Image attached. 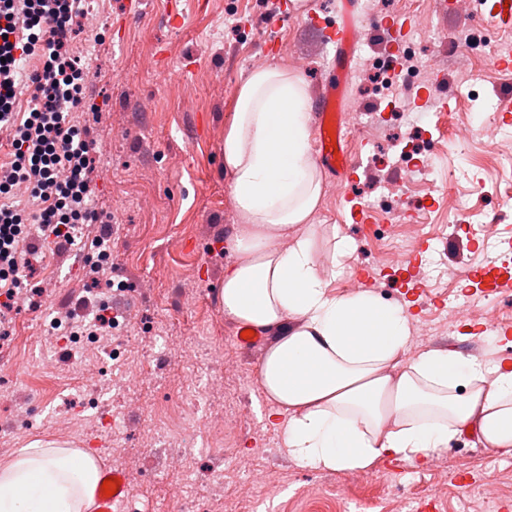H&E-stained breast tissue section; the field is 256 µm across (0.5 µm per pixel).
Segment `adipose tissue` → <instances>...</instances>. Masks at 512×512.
<instances>
[{"label":"adipose tissue","mask_w":512,"mask_h":512,"mask_svg":"<svg viewBox=\"0 0 512 512\" xmlns=\"http://www.w3.org/2000/svg\"><path fill=\"white\" fill-rule=\"evenodd\" d=\"M301 76L272 65L239 88L224 133V174L240 218L217 300L270 334L260 385L288 453L319 470L423 461L470 434L512 452V361L426 350L406 358L409 318L372 294L334 295L307 222L322 193ZM94 458L33 440L0 461V512H88Z\"/></svg>","instance_id":"ef3b65f1"}]
</instances>
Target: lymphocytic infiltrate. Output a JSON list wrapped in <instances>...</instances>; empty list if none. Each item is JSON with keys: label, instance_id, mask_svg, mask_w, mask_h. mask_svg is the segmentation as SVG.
I'll use <instances>...</instances> for the list:
<instances>
[{"label": "lymphocytic infiltrate", "instance_id": "1", "mask_svg": "<svg viewBox=\"0 0 512 512\" xmlns=\"http://www.w3.org/2000/svg\"><path fill=\"white\" fill-rule=\"evenodd\" d=\"M80 0H0V325L23 285L37 244L63 249L86 230L85 264L97 274L111 256L112 216L92 200L95 160L89 129L74 123L85 109L88 68L72 46ZM36 69L21 73L20 60ZM29 93V111L18 109Z\"/></svg>", "mask_w": 512, "mask_h": 512}]
</instances>
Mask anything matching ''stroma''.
I'll return each instance as SVG.
<instances>
[{"label": "stroma", "instance_id": "1", "mask_svg": "<svg viewBox=\"0 0 512 512\" xmlns=\"http://www.w3.org/2000/svg\"><path fill=\"white\" fill-rule=\"evenodd\" d=\"M88 6L99 23L73 45L95 74L91 92L102 109L75 113L74 119L91 127L93 196L112 215V263L89 289L81 242L60 254L48 248L38 254L26 298L10 314V333L0 335V365L14 371L0 382V460L34 438L95 449L100 466L128 474L129 512H174L187 492L197 512H321L320 497L335 494L347 475L302 466L282 448L269 420L273 406L258 383L263 352L238 349L235 323L224 316L215 293L225 266L235 260L225 244L237 216L222 143L237 92L258 61L292 69L315 91L327 73L328 54L306 48L302 20L314 12L321 24H333L336 0H300L278 24L269 20L272 0H88ZM173 13L181 16L176 28L167 24ZM460 27L459 20H449L446 35L421 45L422 59L440 60L442 71L414 88L426 101L415 111L393 115L392 98L378 94L367 76L352 73L348 102L370 117L365 131L348 138L361 162L360 180L344 191L323 176L310 230L322 272L330 270L334 239L350 244L331 292L367 290L405 308L407 356L441 350L491 367L512 358V342L500 330L512 324V290L492 295L500 326L486 329L473 312L480 286L463 272L512 273V168L488 164L482 136L461 139L457 133L465 127L462 113L496 111L501 94L512 91V71L486 58L459 70L454 37ZM163 70L177 76L179 91L160 81ZM445 97L447 112L440 104ZM424 135L442 141L435 171L449 188L409 187L410 195L433 202L392 227L395 236L429 244L417 265L425 273L423 292L413 296L399 286L401 265L384 261L381 241L370 225L354 223L343 198L371 204L397 181V142ZM450 191L468 199L467 213L449 207ZM489 214L496 215L497 230L487 237L479 224ZM465 224L472 227L468 248L448 253V238ZM362 273L369 281L353 282ZM106 299L134 315L120 317L92 359L85 342L72 340L54 320L63 302L92 316ZM228 349L244 376L209 388L224 370ZM90 365L110 381L109 390L76 386ZM187 377L205 394L187 393L181 386ZM178 398L194 423L181 436L183 469L167 467L168 429L150 412ZM233 403L242 429L224 462L208 425ZM22 405L30 408L23 419L17 416ZM59 417L74 420L82 434L57 431L53 421ZM369 474L373 483L355 488L344 512H498L501 501L512 500V453L481 448L467 434L434 451L428 462L401 460L392 469L382 461Z\"/></svg>", "mask_w": 512, "mask_h": 512}]
</instances>
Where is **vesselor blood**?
<instances>
[{
	"instance_id": "obj_1",
	"label": "vessel or blood",
	"mask_w": 512,
	"mask_h": 512,
	"mask_svg": "<svg viewBox=\"0 0 512 512\" xmlns=\"http://www.w3.org/2000/svg\"><path fill=\"white\" fill-rule=\"evenodd\" d=\"M305 30L312 40L325 45L334 44L336 54L332 61V75L319 84L310 110L314 120L315 154L318 164L332 176L344 182L360 177V165L344 144L339 118L344 108L347 79L356 60V52L367 31L357 0H338L336 23L324 29L314 23H306ZM109 478L115 479L118 490L112 496H104L102 489H95L91 512H126L127 498L124 490L128 484L127 473L111 470Z\"/></svg>"
}]
</instances>
